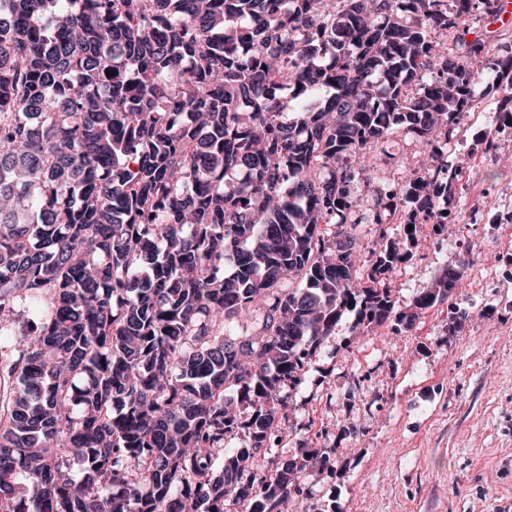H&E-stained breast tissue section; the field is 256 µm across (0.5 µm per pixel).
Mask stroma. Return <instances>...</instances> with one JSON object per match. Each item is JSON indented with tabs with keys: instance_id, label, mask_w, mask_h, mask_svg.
Instances as JSON below:
<instances>
[{
	"instance_id": "35a3bbf8",
	"label": "stroma",
	"mask_w": 512,
	"mask_h": 512,
	"mask_svg": "<svg viewBox=\"0 0 512 512\" xmlns=\"http://www.w3.org/2000/svg\"><path fill=\"white\" fill-rule=\"evenodd\" d=\"M455 137L448 161L468 165L470 185L447 230L364 224L360 241L376 248L385 235L411 252L386 280L399 309L446 264H463V285L408 330L388 322L357 336L345 312L292 389L270 454L335 451L331 469H306L288 512H512V231L479 221L512 196V133L490 156L472 130Z\"/></svg>"
}]
</instances>
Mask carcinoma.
<instances>
[{"instance_id":"1","label":"carcinoma","mask_w":512,"mask_h":512,"mask_svg":"<svg viewBox=\"0 0 512 512\" xmlns=\"http://www.w3.org/2000/svg\"><path fill=\"white\" fill-rule=\"evenodd\" d=\"M497 2L0 0V512H285L331 466L264 460L345 311L461 284L394 313L356 228L448 223L456 114L512 122ZM391 167H386L384 164L378 168L377 172L372 173V179L370 180L369 185L366 183L358 186L357 194L360 198H362L361 205L363 206V201L368 200L369 206L372 205V199L375 198L380 192H383L387 186L389 181L387 180L386 172H389Z\"/></svg>"}]
</instances>
